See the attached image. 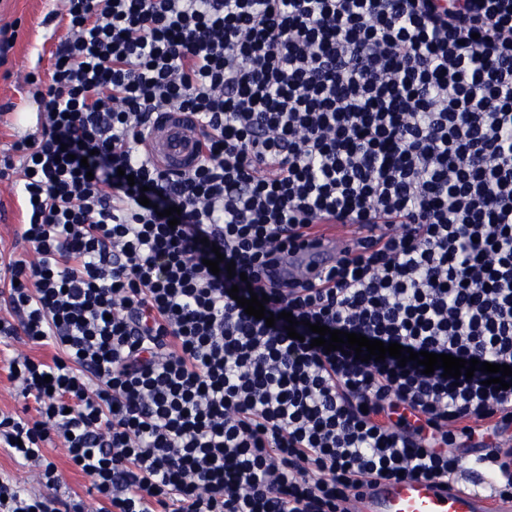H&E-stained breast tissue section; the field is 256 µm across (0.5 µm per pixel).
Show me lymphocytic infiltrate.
Here are the masks:
<instances>
[{
	"mask_svg": "<svg viewBox=\"0 0 512 512\" xmlns=\"http://www.w3.org/2000/svg\"><path fill=\"white\" fill-rule=\"evenodd\" d=\"M65 7L41 124L0 159L32 253L0 258V338L55 350L10 359L35 413H1L0 447L41 488L1 480L0 512H86L45 495L56 439L98 512H350L375 480L455 487L474 445L512 498V388L310 330L512 366V0ZM171 108L203 135L180 175L143 147ZM323 220L367 234L318 281L266 282Z\"/></svg>",
	"mask_w": 512,
	"mask_h": 512,
	"instance_id": "obj_1",
	"label": "lymphocytic infiltrate"
}]
</instances>
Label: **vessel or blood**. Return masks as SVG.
<instances>
[{"mask_svg": "<svg viewBox=\"0 0 512 512\" xmlns=\"http://www.w3.org/2000/svg\"><path fill=\"white\" fill-rule=\"evenodd\" d=\"M201 133L189 115L172 109L156 122L144 147L157 165L186 172L200 161ZM355 224H320L305 236L303 248L289 255L279 267L269 269L267 279L312 278L334 265L337 256L362 237ZM352 512H512V500L501 499L496 487L474 492L468 484L444 490L423 479L383 481L363 488L351 500Z\"/></svg>", "mask_w": 512, "mask_h": 512, "instance_id": "vessel-or-blood-1", "label": "vessel or blood"}]
</instances>
